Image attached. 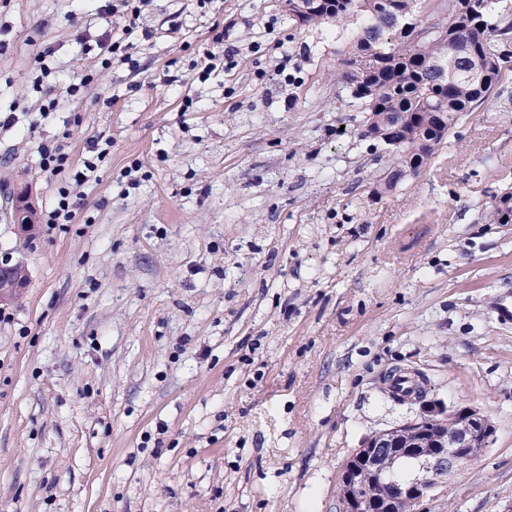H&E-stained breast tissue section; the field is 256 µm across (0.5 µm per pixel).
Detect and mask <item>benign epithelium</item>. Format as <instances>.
<instances>
[{
  "mask_svg": "<svg viewBox=\"0 0 512 512\" xmlns=\"http://www.w3.org/2000/svg\"><path fill=\"white\" fill-rule=\"evenodd\" d=\"M27 279L20 262L6 266L0 275V302L18 298ZM418 418L377 431L364 439L347 459L339 480V512H394L408 500L414 512H428L431 493L445 476L473 461L489 444L496 427L471 407L445 409L417 395ZM418 464L408 482L390 477L401 458Z\"/></svg>",
  "mask_w": 512,
  "mask_h": 512,
  "instance_id": "7a95c632",
  "label": "benign epithelium"
}]
</instances>
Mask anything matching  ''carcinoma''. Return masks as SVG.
Wrapping results in <instances>:
<instances>
[{
	"label": "carcinoma",
	"instance_id": "obj_1",
	"mask_svg": "<svg viewBox=\"0 0 512 512\" xmlns=\"http://www.w3.org/2000/svg\"><path fill=\"white\" fill-rule=\"evenodd\" d=\"M420 0H393L399 15L428 28L434 20L448 26V36L430 33L418 41L398 31L382 0H331L320 11L288 13L301 26L311 23H359L354 42L336 80L345 84L366 112L361 136L386 143L385 112L402 127L403 142L393 147L397 168L380 177L388 190L428 165L433 151L418 146L429 113L453 129L483 104L504 70H512V3L509 0H439L430 13ZM487 224H512V192L483 208Z\"/></svg>",
	"mask_w": 512,
	"mask_h": 512
}]
</instances>
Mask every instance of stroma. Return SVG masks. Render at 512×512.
<instances>
[{
  "label": "stroma",
  "instance_id": "stroma-1",
  "mask_svg": "<svg viewBox=\"0 0 512 512\" xmlns=\"http://www.w3.org/2000/svg\"><path fill=\"white\" fill-rule=\"evenodd\" d=\"M100 5L0 0V257L28 269L0 303V512H339L353 450L419 412L382 392L400 368L496 426L429 512H506L512 224L479 217L512 191V72L378 195L394 155L336 81L355 25L147 0L107 67ZM99 136L72 222L21 235L16 191L40 217L60 186L39 145L79 169Z\"/></svg>",
  "mask_w": 512,
  "mask_h": 512
}]
</instances>
